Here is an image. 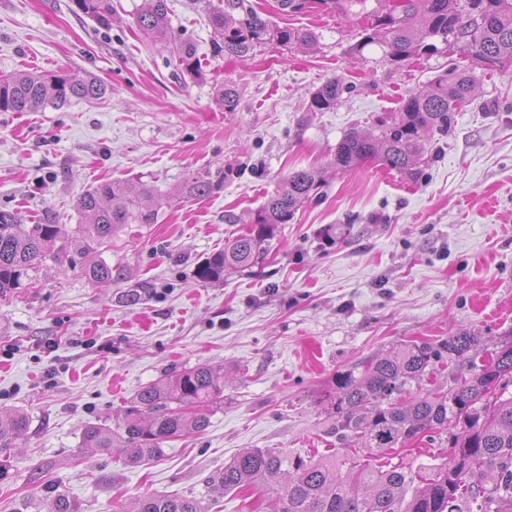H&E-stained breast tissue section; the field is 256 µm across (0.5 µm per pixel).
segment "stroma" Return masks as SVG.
I'll return each mask as SVG.
<instances>
[{
    "instance_id": "obj_1",
    "label": "stroma",
    "mask_w": 512,
    "mask_h": 512,
    "mask_svg": "<svg viewBox=\"0 0 512 512\" xmlns=\"http://www.w3.org/2000/svg\"><path fill=\"white\" fill-rule=\"evenodd\" d=\"M251 2L273 24L315 31L318 43L227 57L207 21L219 0H169L174 32L197 44L196 77L140 37V0H112L104 32L71 0H0V75L92 73L109 87L60 109L0 112V207L72 230L80 195L105 181L170 200L158 223L128 225L102 249L125 265V280L99 285L49 261L29 287L0 296V409L30 418L0 478V512L42 500L49 481L80 512H118L146 495H201L205 477L248 448L330 454L339 442L318 399L338 371L462 331L490 350L512 340V68L477 73L473 103L429 139L417 176L376 160L342 170L333 158L345 134L372 131L402 97L468 58L442 44L398 68L379 48L353 53L355 20ZM333 78L346 86L338 105L309 111ZM227 83L239 93L231 111L216 98ZM304 168L322 186L280 225L265 258L198 281L196 264L246 232ZM217 170L221 189L178 201L185 176ZM200 364L226 374L204 432L134 467L83 448L84 425L117 428L138 390Z\"/></svg>"
}]
</instances>
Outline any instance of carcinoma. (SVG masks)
<instances>
[{
  "label": "carcinoma",
  "instance_id": "cac0c4a2",
  "mask_svg": "<svg viewBox=\"0 0 512 512\" xmlns=\"http://www.w3.org/2000/svg\"><path fill=\"white\" fill-rule=\"evenodd\" d=\"M322 10L361 19V39L353 51L376 45L384 58L401 67L437 50L432 38L458 45L471 65L484 71L512 67V0H316ZM75 11L103 28L111 27L112 0H72ZM144 40L160 45L188 73H202L192 38L175 34L168 0H141L133 14ZM222 39L224 54L246 57L276 41L282 45L317 41L311 30L280 27L262 17L247 0H220L208 15ZM475 80L468 70L441 74L426 91L409 94L399 107L375 121L376 132L351 131L336 148L334 165L352 168L380 159L410 174L432 133L448 132L455 113L471 102ZM107 86L97 77L19 72L0 78V112H36L51 103L103 97ZM344 92L330 79L312 93L308 111L333 109ZM224 184V172L192 174L178 197L199 200ZM320 187L311 169L288 174L286 187L255 213L251 227L197 264L194 276L209 283L224 273L259 264L279 225L293 219L300 204ZM82 217L75 233L49 217L32 224L0 208V296L23 287L30 272L48 259L81 265L85 277L100 284L119 280L123 269L89 258L128 224H156L161 204L145 187L114 182L85 191L77 201ZM481 337L463 332L435 342L404 344L389 356L362 368L338 373L322 397L345 448L318 460L293 457L276 448L238 453L224 469L204 480L199 497L150 495L130 512H211L230 492L263 488L268 512H512V341L485 357ZM448 370L446 383L421 386L425 377ZM499 399L486 403L489 387ZM224 402V375L206 364L166 374L143 387L124 411L122 431L94 423L82 429V445L91 450L126 448L125 461L137 464L163 454L169 440L203 432L207 412ZM29 427L28 416L0 411V477L7 474L13 448ZM445 438V461L417 471L393 462L392 453L415 441ZM49 512H79V506L53 484L45 486Z\"/></svg>",
  "mask_w": 512,
  "mask_h": 512
}]
</instances>
